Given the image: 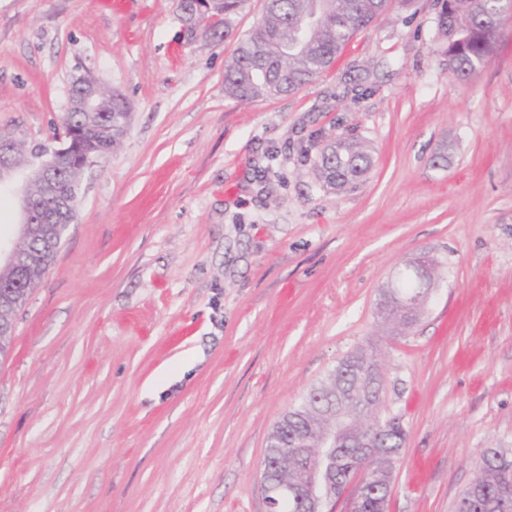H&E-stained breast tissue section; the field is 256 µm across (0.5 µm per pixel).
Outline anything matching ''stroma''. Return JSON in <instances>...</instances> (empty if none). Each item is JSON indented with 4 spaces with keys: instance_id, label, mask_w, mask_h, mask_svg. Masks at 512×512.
<instances>
[{
    "instance_id": "1",
    "label": "stroma",
    "mask_w": 512,
    "mask_h": 512,
    "mask_svg": "<svg viewBox=\"0 0 512 512\" xmlns=\"http://www.w3.org/2000/svg\"><path fill=\"white\" fill-rule=\"evenodd\" d=\"M265 3L191 41L174 0H0V131L55 145L82 68L131 108L0 363V512H267L270 428L371 342L405 430L388 512H453L512 449V21L462 80L436 0L395 4L245 103L224 66ZM338 137L373 160L344 192L314 171ZM421 253L437 290L385 335ZM428 302H423L420 305L419 311H413L409 314L402 313L392 303L389 304L385 298L381 299L378 305L380 317L386 324H393V329L401 330V333L408 330L417 322L420 314L424 313V309Z\"/></svg>"
}]
</instances>
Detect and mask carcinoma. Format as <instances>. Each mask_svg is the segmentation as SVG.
Wrapping results in <instances>:
<instances>
[{"instance_id":"cac0c4a2","label":"carcinoma","mask_w":512,"mask_h":512,"mask_svg":"<svg viewBox=\"0 0 512 512\" xmlns=\"http://www.w3.org/2000/svg\"><path fill=\"white\" fill-rule=\"evenodd\" d=\"M247 0H216L197 14V24L213 38L225 36L232 20ZM498 0H443L438 18V36L446 45L448 65L462 78L469 77L493 56L499 29L506 16L497 10ZM389 7V0H271L259 22L238 43L224 68L225 95L250 103L258 99L288 95L310 83L328 69L344 45L370 25ZM317 14L321 22L302 30L304 17ZM130 107L122 98L112 99V111L101 113L93 131L100 153L116 149L126 135ZM86 115L67 111L64 130L75 134L84 129ZM372 158L361 142L339 138L325 145L316 164L319 177L331 188L342 190L356 183L370 170ZM82 168L74 164L61 174V191L77 202ZM20 252L32 257L25 271L27 290L12 310L25 305L39 285L59 249L52 237L41 235L19 242ZM402 313L381 299L380 317L393 328L406 331L424 313ZM376 350H357L343 357L302 400L286 410L277 441L267 443L261 468L271 480L290 484L304 482L317 469L336 474V495L350 485H362L359 512L387 509L395 464L404 442L400 417L386 413L379 402L380 376ZM341 402L355 410L353 439L374 436L379 458L373 468L358 467L359 448H322L314 433L333 416L330 403ZM474 481L459 495L454 512H487L472 498L475 489L489 496H512V459L499 448H488L476 463Z\"/></svg>"}]
</instances>
